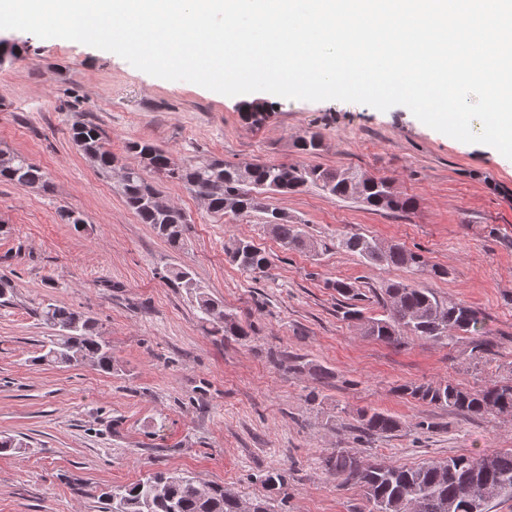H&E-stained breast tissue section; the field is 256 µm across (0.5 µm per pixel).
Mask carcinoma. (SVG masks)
<instances>
[{
    "label": "carcinoma",
    "instance_id": "1",
    "mask_svg": "<svg viewBox=\"0 0 512 512\" xmlns=\"http://www.w3.org/2000/svg\"><path fill=\"white\" fill-rule=\"evenodd\" d=\"M82 140L95 150L94 164L103 173L112 170V153L104 146L99 129L92 124L72 128V141ZM128 151L147 165L126 168L122 178V195L126 205L141 223L149 224L167 243L180 249L189 230L180 209L163 213L143 202L156 188L145 177L150 170L183 183L195 195L208 198L209 210L224 214V203L235 206L238 213L266 210L275 222L268 224L280 246L286 250H310L313 243L303 225L292 224L275 210H267L262 191L271 187L290 193L311 185L339 199L354 197L370 207L392 212L414 209L413 198L396 194L383 179H359L354 171H336L318 166L298 168L291 165L252 166L241 178L237 166L222 160L203 158L179 171L170 167L166 152L154 144L137 140L128 143ZM0 179L26 187L38 185L48 189L45 171L24 157L13 155L0 168ZM336 248L356 254L376 266H405L423 275L441 277L446 271L420 253L394 244L386 248L359 233L346 234L336 240ZM225 251L240 271L263 277L271 267L269 255L246 239H233ZM163 278L175 288H183L194 299L201 319L222 324L226 336L244 339L245 329L231 315L224 313V303L213 298L196 281L192 271L171 266ZM383 312L366 317L357 307L347 306L344 318L364 336L400 346L407 336L433 342L452 343L460 334H478L481 314L453 299H442L430 288L393 282L382 289ZM35 315L54 330L39 362L71 366L90 361L103 373H112V349L98 336L95 322L67 306L49 303L35 309ZM404 394L431 405L448 408L467 416L512 415V378L478 390H466L448 380L439 384L405 385ZM360 428L368 436L382 435L400 427L399 420L387 413L364 410L359 415ZM322 468L331 477L364 489L370 512H469L468 500L474 494L487 501L512 500V452H495L474 456H455L446 460H426L416 466L363 464L361 458L338 448L322 459ZM106 512H276L271 498L250 502L221 483L200 484L195 477L177 470L163 469L145 479L115 485L102 494Z\"/></svg>",
    "mask_w": 512,
    "mask_h": 512
}]
</instances>
